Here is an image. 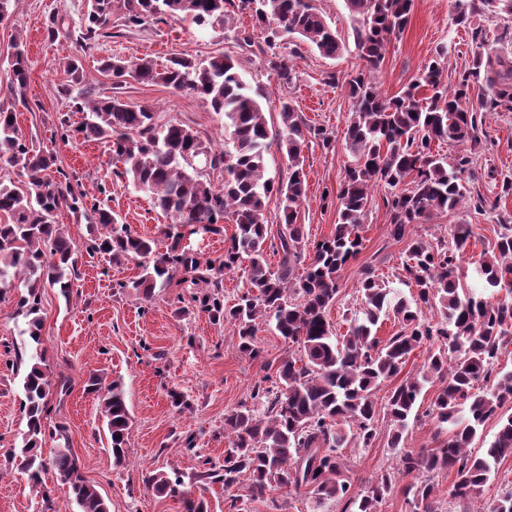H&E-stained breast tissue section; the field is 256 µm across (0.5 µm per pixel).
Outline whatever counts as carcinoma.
Here are the masks:
<instances>
[{"instance_id":"obj_1","label":"carcinoma","mask_w":512,"mask_h":512,"mask_svg":"<svg viewBox=\"0 0 512 512\" xmlns=\"http://www.w3.org/2000/svg\"><path fill=\"white\" fill-rule=\"evenodd\" d=\"M412 2L347 0L357 22L353 35L361 60L359 71L346 80L352 112L344 140L350 160L336 193L334 231L313 242L298 224L307 191L304 150L313 138L324 145L330 138L286 101L281 102L279 129H269L258 93L237 71L232 56L174 57L161 68L146 58L101 62V70L119 80L163 84L224 114V146L216 150L189 125L164 112L132 106L116 92L93 103L73 95L85 82L86 70L75 56L59 60L66 75L59 93L71 99L72 111L83 114L76 125L60 120L56 132L61 141L81 138L109 145L117 163L115 175L148 194L169 218L167 234L175 243L166 252L158 250L154 239L118 223L104 200L75 191L69 177L52 179V172H60L56 153L35 147L17 126L16 103L24 101L29 73L21 38L14 39L16 52L7 60L8 95L0 96V162L17 169L26 181L22 187L0 183V216L7 218L0 223V289L11 287L15 279L24 283L26 292L19 296L16 312L25 320L31 342L40 345L42 290L56 286L63 296L70 294L69 274L79 252L54 221L55 213L65 209L96 230L85 247L88 257L103 255L114 264L138 262L140 273L119 287L150 299L157 286H167L180 274L208 288L192 301L211 320L233 324L240 352L251 358L258 356L255 336L260 326L273 324L298 345V355L280 361L272 385L254 387L251 404L224 416V436L229 438L224 464L213 463L207 471L226 490L247 481L252 500L283 490L289 495L301 492L319 505L341 501L343 512H378L396 477L410 476L406 493L412 502L420 503L423 512H440L432 500L434 486L423 475L452 471V495L472 499L496 474L498 464L512 455V414H502L503 406L512 402V370H495L502 349L512 343V225H500L493 254L476 267L484 280L480 292L461 285L468 225H455L450 239L434 245L413 235V226L433 212L462 205V176L471 170L481 144L484 117L512 112V57L486 47L488 34L478 25L472 31L478 50L455 87L448 86L436 58L400 94L382 95L374 73L392 38L404 31ZM458 5L460 24L469 25L482 15L512 16V0H458ZM116 10L128 28L168 21L226 27L231 16L246 14L252 28L266 34L269 48L288 36L324 58L334 59L346 49L314 0H89L75 41L93 47L108 35ZM267 65L279 83L292 82L283 58L273 53ZM443 143L460 150L443 155L438 150ZM273 144L287 158L285 180L265 176V154ZM375 187L385 191L390 236L407 241L401 277L415 288V295L402 296L375 269L363 267L358 282L361 315L340 335L327 310L340 291V271L362 249L360 228ZM272 194L279 197L283 225L276 244L264 217L265 200ZM511 194L512 176L506 174L500 196L492 201L479 196L473 207L494 211ZM226 219L235 229L224 256L203 260L179 247L185 234L197 233L196 226L217 233ZM269 248L279 255L275 266L268 259ZM240 268L249 289L228 305L219 292L223 276ZM488 290H503L506 296L491 301L485 297ZM428 312L439 320H429ZM390 313L401 327L383 342L377 336L378 323ZM426 343L432 345L427 360L388 390L384 415L391 447L399 446L410 420L422 415L434 422L438 445L403 453L401 469L357 491L344 478L343 449L368 448L376 440L377 390L396 378L412 351ZM32 359L22 379L26 438L20 465L43 498H49V491L42 473L50 466L68 486L77 512H108L69 449H58L49 461L42 458L46 434L61 426H51L52 379L44 358L38 353ZM434 380L442 387L429 410L414 412L424 385ZM86 387L100 393L112 464L123 468L131 423L123 390L116 381L103 386L98 374L88 378ZM491 419L498 425L492 441L472 448ZM148 482L159 494H180L181 481L164 471L150 475Z\"/></svg>"}]
</instances>
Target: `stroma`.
I'll use <instances>...</instances> for the list:
<instances>
[{"label": "stroma", "mask_w": 512, "mask_h": 512, "mask_svg": "<svg viewBox=\"0 0 512 512\" xmlns=\"http://www.w3.org/2000/svg\"><path fill=\"white\" fill-rule=\"evenodd\" d=\"M87 3L13 0L9 20L0 23V91L6 87L4 63L13 51V39L21 37L26 43L29 80L26 102L17 108L18 126L26 138L56 151L59 168L75 178V190L94 197L106 192L119 223L156 239L159 250L170 246V239L164 235L167 217L148 196L113 175L107 144L79 139L66 145L52 140L60 117L69 111L68 99L58 92L65 81L58 66L61 58L81 55L88 74L83 89L89 98H105L120 91L130 104L168 113L190 124L204 141L218 147L224 143V118L197 97L132 78L115 85L111 74L100 72L99 61L104 57L147 58L162 66L174 56L203 59L223 52L236 59L239 73L261 94L269 125L279 126L280 103L285 100L309 124L330 134V146L314 140L304 152L307 199L300 222L311 241L333 232L337 203L323 201L322 193L337 189L349 161L344 135L352 101L343 87L328 85L326 77L334 73L345 79L360 67L353 39L355 20L346 0H317L346 45L340 56L329 59L304 47L294 48L288 38L275 46V53L291 59L293 81L285 86L267 68L262 33H255L253 46L237 45L234 29L252 25L245 15L235 17L233 30L218 28L203 33L174 22L129 29L116 19L111 37L99 39L85 51L74 40L50 39L47 27L53 15L79 25ZM456 14V0H413L410 20L403 33L388 45L376 75L380 91L388 96L399 94L435 57L441 58L446 67L449 84H456L468 69L474 49L469 28L457 24ZM483 130L484 148L477 153L471 173L464 180L466 202L459 210L433 213L413 230L414 235L432 243L448 235L454 225H469L472 234L461 263L466 283L472 278L476 261L492 247L498 217L512 218V195L501 197L500 181L488 176L492 169L512 173V113L487 115ZM479 193L500 197L499 210L477 213L471 199ZM370 198L360 230L363 248L341 270L340 292L328 311L329 320L341 334L346 333L361 305L358 280L363 266H373L387 286L405 295L410 292L397 278L406 257V244L394 241L389 234L390 218L381 190L371 191ZM136 273L135 264L115 266L107 259L79 254L76 272L71 276L70 297L49 287L42 293L43 325L37 345L31 344L23 319L14 313L13 294L0 295V512H69L71 508L68 488L54 470L44 474L50 490L45 500L12 461L26 432L21 413L24 372L8 365L3 352L7 345L26 357L41 351L53 383L66 384V392L57 390L51 400L53 420L66 432L64 437L48 440L44 453L49 456L58 448L69 447L86 480L104 498L108 512H184L180 497L159 495L148 487L145 477L154 470L177 471L185 490L191 491L193 498L204 500L208 512H229L231 499L238 496L243 499L241 512H272L269 501L246 499L245 486L227 490L205 479L203 462H223L228 446L225 414L248 402L254 386L274 375L279 362L296 352V345L267 328L256 337L257 357L244 355L232 324L211 321L207 314L192 307L196 286L174 281L156 289L148 300L121 286ZM182 305L187 307V314H179ZM93 373L119 381L125 392L132 424L127 464L121 469L112 465L101 402L84 389ZM174 391L183 394L185 406L173 404L170 394ZM434 433L432 421L421 419L411 423L404 441L393 449L389 446V426L386 420H379L372 447L344 451L350 481L355 488H363L382 472L395 468L403 451L432 447ZM190 434L196 440L191 451L184 445ZM453 481L449 472L439 473L434 479L433 498L440 512H474L478 503L496 500L512 488V456L499 464L495 479L484 486L478 500L451 497Z\"/></svg>", "instance_id": "obj_1"}]
</instances>
